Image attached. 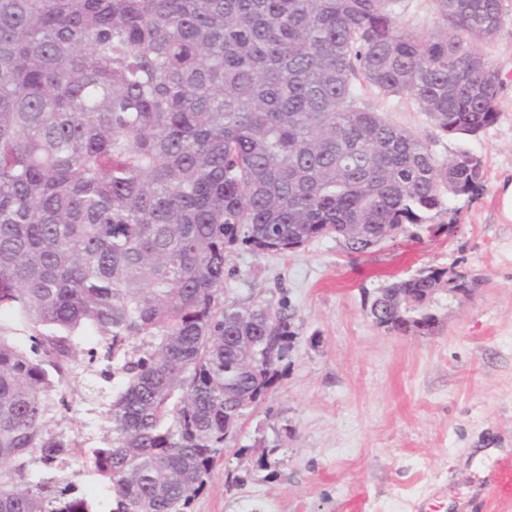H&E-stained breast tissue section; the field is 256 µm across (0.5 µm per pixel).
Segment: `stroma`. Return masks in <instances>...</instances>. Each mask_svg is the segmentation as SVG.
<instances>
[{"instance_id": "1", "label": "stroma", "mask_w": 512, "mask_h": 512, "mask_svg": "<svg viewBox=\"0 0 512 512\" xmlns=\"http://www.w3.org/2000/svg\"><path fill=\"white\" fill-rule=\"evenodd\" d=\"M502 8L503 24L483 48L501 81L499 114L479 136L444 135L409 98L367 97L438 156L482 155L481 195L452 201L434 231L408 226L359 257L329 237L285 255L229 253L225 300L288 304L294 336L190 512H512L486 482L496 458L512 455V223L498 212V185L512 177V0ZM427 267L482 283L467 296L435 294L432 332L376 326L367 308L377 288ZM98 344L95 333L79 337L69 405L49 413L50 430L86 450L106 446L120 386L89 364ZM63 474L96 512H109L106 482L81 459Z\"/></svg>"}]
</instances>
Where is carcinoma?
Segmentation results:
<instances>
[{
    "mask_svg": "<svg viewBox=\"0 0 512 512\" xmlns=\"http://www.w3.org/2000/svg\"><path fill=\"white\" fill-rule=\"evenodd\" d=\"M431 2L419 34L400 0H0V512H93L29 479L78 453L48 415L87 330L122 379L90 457L110 512H189L294 336L288 307L224 300L227 253L354 226L363 254L484 189L482 156L440 157L365 98L406 96L459 137L497 120L501 0ZM446 287L422 269L371 307L430 331Z\"/></svg>",
    "mask_w": 512,
    "mask_h": 512,
    "instance_id": "obj_1",
    "label": "carcinoma"
}]
</instances>
